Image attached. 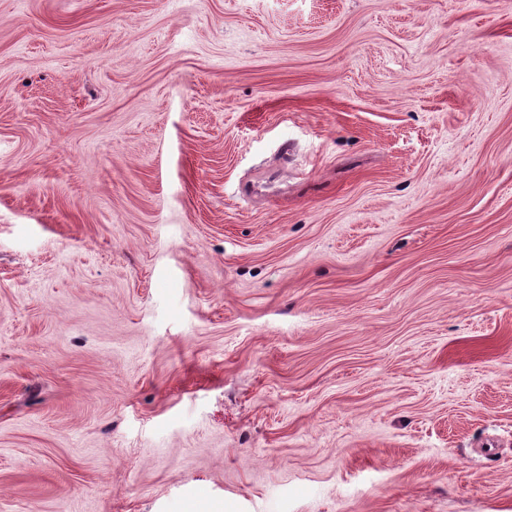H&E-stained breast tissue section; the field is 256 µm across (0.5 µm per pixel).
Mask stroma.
<instances>
[{
    "instance_id": "35a3bbf8",
    "label": "stroma",
    "mask_w": 512,
    "mask_h": 512,
    "mask_svg": "<svg viewBox=\"0 0 512 512\" xmlns=\"http://www.w3.org/2000/svg\"><path fill=\"white\" fill-rule=\"evenodd\" d=\"M0 512H512V0H0Z\"/></svg>"
}]
</instances>
